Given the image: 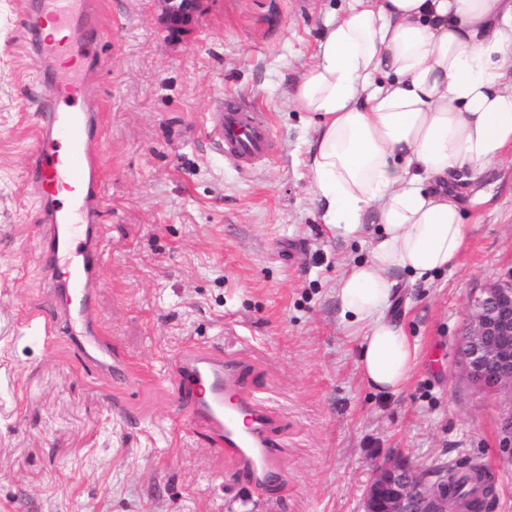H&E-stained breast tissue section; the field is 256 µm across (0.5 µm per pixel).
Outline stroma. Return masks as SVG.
Wrapping results in <instances>:
<instances>
[{
    "instance_id": "obj_1",
    "label": "stroma",
    "mask_w": 512,
    "mask_h": 512,
    "mask_svg": "<svg viewBox=\"0 0 512 512\" xmlns=\"http://www.w3.org/2000/svg\"><path fill=\"white\" fill-rule=\"evenodd\" d=\"M33 2L0 0V512H363L391 453L417 471L485 463L490 512H512L500 425L512 399L473 387L459 362L470 298L512 269V148L458 183L464 250L430 282L401 284L418 363L400 393L374 392L336 307L338 279L369 247L323 223L307 153L316 117L293 105L348 0H205L175 36L158 0H99L97 302L113 345L150 371L114 387L67 342L18 336L19 312L46 289L21 95L55 64L23 30ZM228 96L270 126V154L246 168L218 137ZM210 346L249 360L258 398L278 415L283 487L237 482L234 461L179 424L169 363Z\"/></svg>"
}]
</instances>
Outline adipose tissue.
<instances>
[{
  "label": "adipose tissue",
  "mask_w": 512,
  "mask_h": 512,
  "mask_svg": "<svg viewBox=\"0 0 512 512\" xmlns=\"http://www.w3.org/2000/svg\"><path fill=\"white\" fill-rule=\"evenodd\" d=\"M293 103L316 114L312 186L333 236L369 240L336 288L365 384L399 393L417 346L392 317L401 274L457 265L468 226L451 185L512 147V0H353Z\"/></svg>",
  "instance_id": "ef3b65f1"
}]
</instances>
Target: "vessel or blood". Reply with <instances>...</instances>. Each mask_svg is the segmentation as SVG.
<instances>
[{"instance_id": "1", "label": "vessel or blood", "mask_w": 512, "mask_h": 512, "mask_svg": "<svg viewBox=\"0 0 512 512\" xmlns=\"http://www.w3.org/2000/svg\"><path fill=\"white\" fill-rule=\"evenodd\" d=\"M93 0H42L28 12L30 28L42 23L68 26L73 16L90 17ZM91 45L82 33L60 40H39V58L64 60L84 70ZM85 82L69 76L51 82L50 103L66 102L63 111L36 110L37 147L29 172L43 201L40 259L48 279L41 301L29 307L24 324H36L45 341L62 339L85 364L111 384L136 383L138 373L107 336L95 304L102 255L95 213L102 199L97 159L100 114L91 105ZM225 157L247 167L270 151L271 133L260 113L236 98H226L220 133ZM186 426L237 464L241 483L275 488L282 476L279 421L251 393L247 360L210 350L186 349L176 355L174 375Z\"/></svg>"}]
</instances>
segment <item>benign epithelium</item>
Segmentation results:
<instances>
[{"label": "benign epithelium", "instance_id": "7a95c632", "mask_svg": "<svg viewBox=\"0 0 512 512\" xmlns=\"http://www.w3.org/2000/svg\"><path fill=\"white\" fill-rule=\"evenodd\" d=\"M162 22L169 30H183L202 13L203 0H161ZM464 371L477 388L512 398V272L469 302L460 340ZM448 470L428 475L415 472L398 455L375 468L365 493V512H447Z\"/></svg>", "mask_w": 512, "mask_h": 512}]
</instances>
